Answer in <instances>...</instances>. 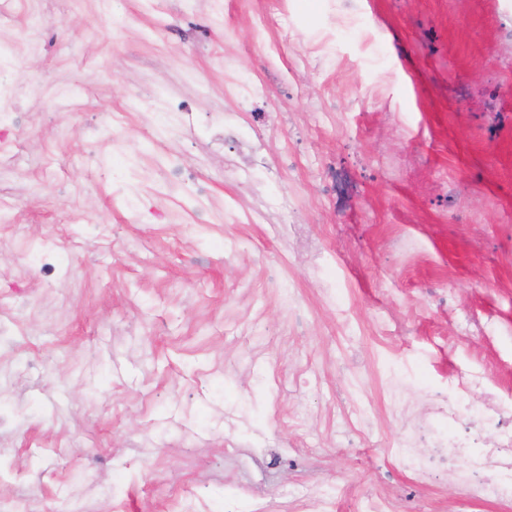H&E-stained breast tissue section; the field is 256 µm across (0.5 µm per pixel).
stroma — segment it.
<instances>
[{"label": "stroma", "mask_w": 512, "mask_h": 512, "mask_svg": "<svg viewBox=\"0 0 512 512\" xmlns=\"http://www.w3.org/2000/svg\"><path fill=\"white\" fill-rule=\"evenodd\" d=\"M215 12L30 0L0 23L41 89L0 222V512H512L389 454L459 377L512 403V0ZM152 86L234 137L154 152L176 117L135 101ZM61 104L68 138L37 118Z\"/></svg>", "instance_id": "stroma-1"}]
</instances>
